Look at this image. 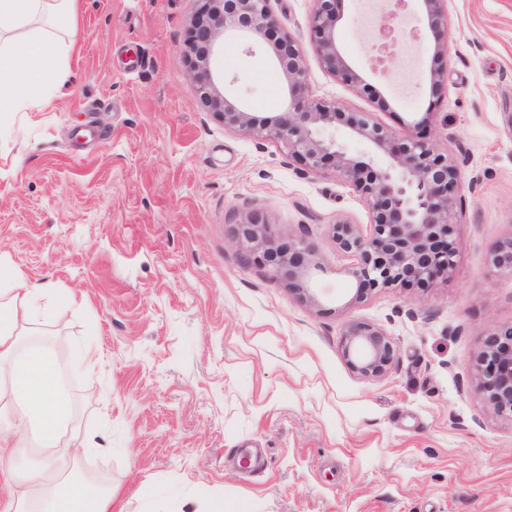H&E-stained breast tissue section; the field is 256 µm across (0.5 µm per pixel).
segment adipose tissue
<instances>
[{
  "label": "adipose tissue",
  "mask_w": 512,
  "mask_h": 512,
  "mask_svg": "<svg viewBox=\"0 0 512 512\" xmlns=\"http://www.w3.org/2000/svg\"><path fill=\"white\" fill-rule=\"evenodd\" d=\"M78 0H0V136L32 122L55 99L58 69L71 55L78 32ZM0 289V458L37 434L44 465L34 475L1 470L0 480L24 481V490L0 500V512H112V490L72 479L71 469L94 453L69 439L75 414L60 385L56 359L34 339L38 289L19 272Z\"/></svg>",
  "instance_id": "obj_1"
}]
</instances>
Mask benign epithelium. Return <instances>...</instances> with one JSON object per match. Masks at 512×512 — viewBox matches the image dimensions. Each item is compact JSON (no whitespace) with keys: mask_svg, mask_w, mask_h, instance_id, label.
<instances>
[{"mask_svg":"<svg viewBox=\"0 0 512 512\" xmlns=\"http://www.w3.org/2000/svg\"><path fill=\"white\" fill-rule=\"evenodd\" d=\"M197 15L184 49L199 104L219 115L224 126L257 138L278 142L286 154L309 173L332 168L366 204L372 231L362 234L355 224L332 225L338 247L355 263L345 269L355 285L352 301L375 288L431 287L448 279L457 256L453 226L461 171L448 153L438 151L423 133V118L396 135L366 112H347L335 102L309 96L306 61L296 40L279 29L270 0H197ZM342 0H314L309 36L323 67L355 91L366 90L337 47L336 22ZM406 2L388 6L375 22L377 41L371 50L392 55L399 12ZM417 24L437 36L434 56L448 55V0H420ZM237 43L264 49L286 80L284 103L278 112H249L221 91L224 73L212 60ZM345 127L386 157L378 165L368 155L351 156L332 130ZM264 217L254 212L239 223L234 243L245 260L263 266L274 280L313 299L311 281L323 270L314 246L302 235L275 244ZM489 266L512 276V236L498 241L489 253ZM342 353L353 373L378 377L397 357L395 341L380 327L363 321L342 331ZM474 390L495 409L512 417V324L492 329L477 357Z\"/></svg>","mask_w":512,"mask_h":512,"instance_id":"obj_1","label":"benign epithelium"}]
</instances>
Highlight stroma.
Masks as SVG:
<instances>
[{
  "instance_id": "obj_1",
  "label": "stroma",
  "mask_w": 512,
  "mask_h": 512,
  "mask_svg": "<svg viewBox=\"0 0 512 512\" xmlns=\"http://www.w3.org/2000/svg\"><path fill=\"white\" fill-rule=\"evenodd\" d=\"M270 7L312 98L398 134L429 118L463 175L455 266L434 287L353 301L331 226L369 233L367 206L198 106L183 55L197 0H80L58 98L0 140V269L46 289L34 326L97 446L84 469L111 486L112 512H205L210 498L224 512H512V420L471 383L489 329L512 322V277L488 264L512 235V0H449L437 100L435 39L410 32L416 0L385 73L365 0H343L337 44L364 94L322 67L313 0ZM216 66L250 111L280 109L285 77L265 53L231 45ZM253 210L276 242L314 245L313 300L237 254L234 225ZM353 321L396 342L384 375L351 371ZM78 342L100 351L92 370Z\"/></svg>"
}]
</instances>
